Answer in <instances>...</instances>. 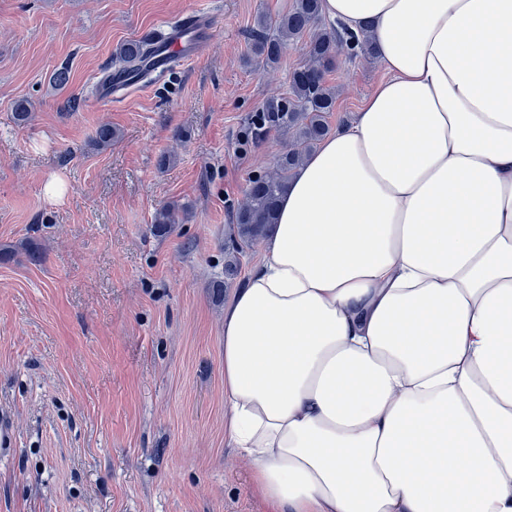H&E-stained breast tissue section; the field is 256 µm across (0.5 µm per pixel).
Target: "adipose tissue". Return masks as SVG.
<instances>
[{
	"mask_svg": "<svg viewBox=\"0 0 512 512\" xmlns=\"http://www.w3.org/2000/svg\"><path fill=\"white\" fill-rule=\"evenodd\" d=\"M386 70L224 310L277 512H512V0H321Z\"/></svg>",
	"mask_w": 512,
	"mask_h": 512,
	"instance_id": "adipose-tissue-1",
	"label": "adipose tissue"
}]
</instances>
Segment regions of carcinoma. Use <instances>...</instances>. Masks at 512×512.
Listing matches in <instances>:
<instances>
[{"instance_id": "carcinoma-1", "label": "carcinoma", "mask_w": 512, "mask_h": 512, "mask_svg": "<svg viewBox=\"0 0 512 512\" xmlns=\"http://www.w3.org/2000/svg\"><path fill=\"white\" fill-rule=\"evenodd\" d=\"M320 21V0H295L293 8L272 26L259 16L253 32V52L264 66L277 65L287 47L304 37L307 62L290 75L286 94L267 100L245 118L241 141L246 147L260 144L273 133L286 134L290 140L275 170L248 180L245 203L232 215V224L246 243L260 239L274 224L278 201L295 170L330 132L328 116L336 107V91L327 84L326 74L336 66L339 46L349 45L352 58L376 57L369 40H357L340 26L321 28ZM154 53V43L141 39L121 44L115 56L122 70L148 83ZM180 212V205L171 203L157 211L154 224L164 230L178 223Z\"/></svg>"}]
</instances>
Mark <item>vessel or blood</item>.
<instances>
[{
    "label": "vessel or blood",
    "mask_w": 512,
    "mask_h": 512,
    "mask_svg": "<svg viewBox=\"0 0 512 512\" xmlns=\"http://www.w3.org/2000/svg\"><path fill=\"white\" fill-rule=\"evenodd\" d=\"M163 37L166 48L157 57L155 68L165 73L175 64L208 52L215 34L208 16L190 12L164 29Z\"/></svg>",
    "instance_id": "vessel-or-blood-1"
}]
</instances>
